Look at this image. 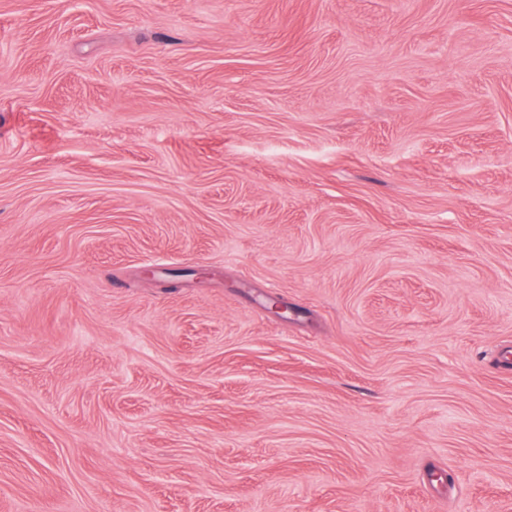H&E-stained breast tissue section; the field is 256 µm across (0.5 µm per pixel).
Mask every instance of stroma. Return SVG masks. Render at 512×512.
<instances>
[{
	"instance_id": "obj_1",
	"label": "stroma",
	"mask_w": 512,
	"mask_h": 512,
	"mask_svg": "<svg viewBox=\"0 0 512 512\" xmlns=\"http://www.w3.org/2000/svg\"><path fill=\"white\" fill-rule=\"evenodd\" d=\"M0 512H512V0H0Z\"/></svg>"
}]
</instances>
